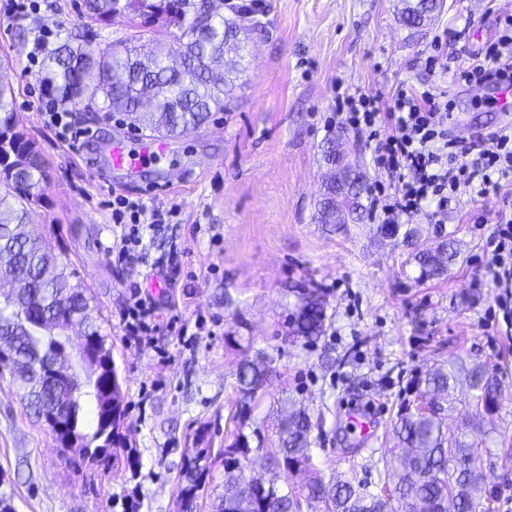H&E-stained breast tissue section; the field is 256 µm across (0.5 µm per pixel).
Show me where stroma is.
Listing matches in <instances>:
<instances>
[{"instance_id": "stroma-1", "label": "stroma", "mask_w": 512, "mask_h": 512, "mask_svg": "<svg viewBox=\"0 0 512 512\" xmlns=\"http://www.w3.org/2000/svg\"><path fill=\"white\" fill-rule=\"evenodd\" d=\"M39 13H10L0 0V79L15 91L16 122L51 164V183L32 206V224L101 310V332L125 394L127 445L106 464L82 461L60 447L23 407L10 369L0 367V473L11 481L16 512H178L176 479L196 432L213 449L236 430L235 373L242 357L273 360L271 385L253 402L245 431L253 448L244 478L264 474L276 444L273 419L282 399L319 416L312 450L323 477L338 476L366 491L383 480L374 459L392 448L401 402H414L412 377L461 356L501 379L494 430L478 463L487 497L474 512H512V323L485 272L499 200L461 195L436 214L407 216L425 243L453 242L456 259L437 279L420 280L414 247L380 237L366 220L343 230L316 221L327 170V139L344 144L368 182L379 175L364 130L326 126L336 89L364 88L391 96L401 84L427 83L447 92L454 131L465 146L492 149L488 135L507 117L482 87L460 82L459 70L495 41L512 0H444L417 27L399 19V0H271L266 31L253 35L230 111L169 139L156 161L133 173L105 174L106 148L138 142L125 115L78 102L73 120L94 137L72 150L46 126L40 61L26 56L43 27L72 32L96 46L129 39L164 41L162 24L137 26L127 16L103 25L87 19L82 0H36ZM447 33V69L425 65L436 34ZM124 194L177 207L151 249L165 262L117 265L112 260L114 184ZM139 282L161 317L179 316L186 335L166 330L152 344L125 336V283ZM328 294L324 334L315 342L288 335L298 287ZM242 348L228 346L227 334ZM359 409L375 423L361 444L347 416ZM138 465L129 468L128 457Z\"/></svg>"}]
</instances>
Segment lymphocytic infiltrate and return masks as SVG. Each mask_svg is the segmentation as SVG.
Wrapping results in <instances>:
<instances>
[{
    "label": "lymphocytic infiltrate",
    "instance_id": "f902f5d3",
    "mask_svg": "<svg viewBox=\"0 0 512 512\" xmlns=\"http://www.w3.org/2000/svg\"><path fill=\"white\" fill-rule=\"evenodd\" d=\"M507 77L512 78L511 14L505 17L497 42L458 74L461 81L479 84ZM336 114L341 125L368 128L376 142L374 166L389 178L388 183H376L370 193V213L381 223H399L403 216L432 204L445 210L461 194L495 195L502 183L512 182V126L492 133L494 150L460 162L448 95L434 93L427 85L399 88L388 99L363 89L346 90L336 97ZM178 214L177 208L165 209L113 190L112 252L118 262L147 261L149 238ZM492 242L487 270L505 298L512 300V217L499 214Z\"/></svg>",
    "mask_w": 512,
    "mask_h": 512
}]
</instances>
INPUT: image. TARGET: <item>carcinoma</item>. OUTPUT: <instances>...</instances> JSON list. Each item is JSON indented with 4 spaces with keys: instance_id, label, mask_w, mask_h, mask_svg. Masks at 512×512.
I'll use <instances>...</instances> for the list:
<instances>
[{
    "instance_id": "obj_1",
    "label": "carcinoma",
    "mask_w": 512,
    "mask_h": 512,
    "mask_svg": "<svg viewBox=\"0 0 512 512\" xmlns=\"http://www.w3.org/2000/svg\"><path fill=\"white\" fill-rule=\"evenodd\" d=\"M400 19L419 26L443 7V0H401ZM85 13L98 23L124 13L145 25L163 22L170 40L144 52L120 44L97 49L67 35L50 49L41 80L68 101H99L110 112L127 115L142 130L163 137L181 135L208 122L211 114L231 109L233 90L243 72L244 42L255 26L235 8L224 12V0H83ZM50 180L48 165L29 136L14 120V90L0 83V351L13 350L22 359L16 383L27 409L48 428L50 416L61 415L68 434L84 449L83 457L100 462L123 445L124 395L111 347L101 334L98 309L81 283L71 281L67 265L49 244L28 230L29 205ZM357 186L324 183L317 221L341 229L347 218L363 211L366 191ZM377 233L414 242L417 231L399 224H380ZM456 253L444 241L417 250L414 259L423 279L437 278ZM289 334L308 342L324 332L329 301L322 288L295 294ZM75 321L98 339V359L66 351L67 331ZM272 378L271 360L242 362L236 372L240 409L232 443L218 450L224 457V493L213 512H302V505L324 504L327 512H472L486 494L477 467L482 449L473 441L448 438L439 415L441 399L454 398L459 387L472 391L476 406L493 423L499 408L498 374L476 361L450 357L417 373L410 383L426 411H398L394 434L403 451L382 459L385 487L367 493L349 481H324L314 476L305 491H284L280 473L312 470L310 436L319 426L304 409L283 403L277 420V445L267 460L274 475L259 489L241 488L235 475L250 460L244 433L250 403ZM95 408L96 428L86 431V403ZM209 448L184 457L177 482L178 497L197 506L209 480Z\"/></svg>"
}]
</instances>
